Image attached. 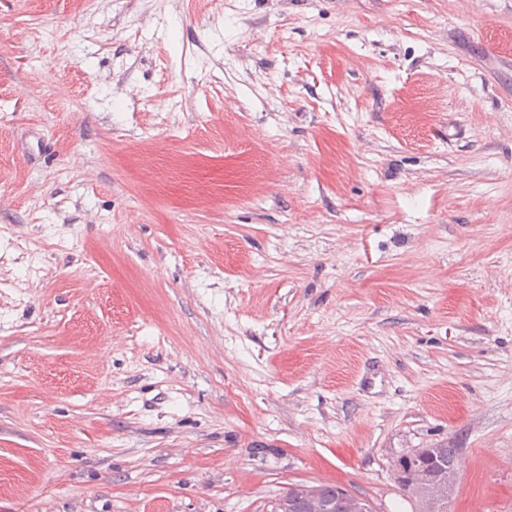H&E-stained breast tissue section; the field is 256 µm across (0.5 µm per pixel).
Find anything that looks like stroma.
<instances>
[{"label": "stroma", "mask_w": 512, "mask_h": 512, "mask_svg": "<svg viewBox=\"0 0 512 512\" xmlns=\"http://www.w3.org/2000/svg\"><path fill=\"white\" fill-rule=\"evenodd\" d=\"M512 512V0H0V512ZM398 463V484L401 491L414 498L418 506L421 505V498L426 497L428 493V511L448 512L447 506L456 487L448 474L456 480L460 469L458 449L448 448V443H442L437 448H421L406 454L398 459ZM435 464L442 465L448 474L445 470L423 473L420 480L427 487L426 492L417 482V473L421 469H430Z\"/></svg>", "instance_id": "obj_1"}]
</instances>
